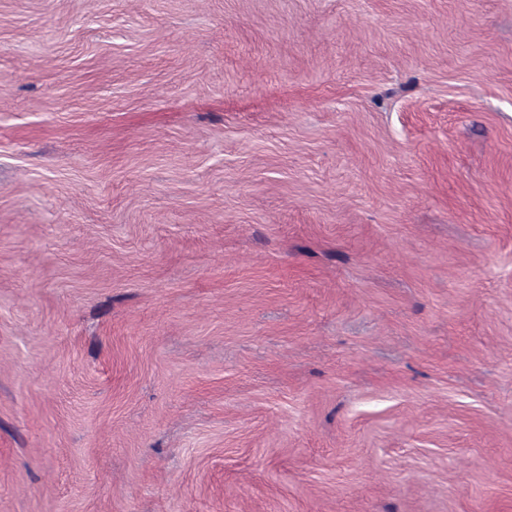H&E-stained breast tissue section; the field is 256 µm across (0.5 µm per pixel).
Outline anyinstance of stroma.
<instances>
[{"label":"stroma","mask_w":512,"mask_h":512,"mask_svg":"<svg viewBox=\"0 0 512 512\" xmlns=\"http://www.w3.org/2000/svg\"><path fill=\"white\" fill-rule=\"evenodd\" d=\"M0 512H512V0H0Z\"/></svg>","instance_id":"obj_1"}]
</instances>
